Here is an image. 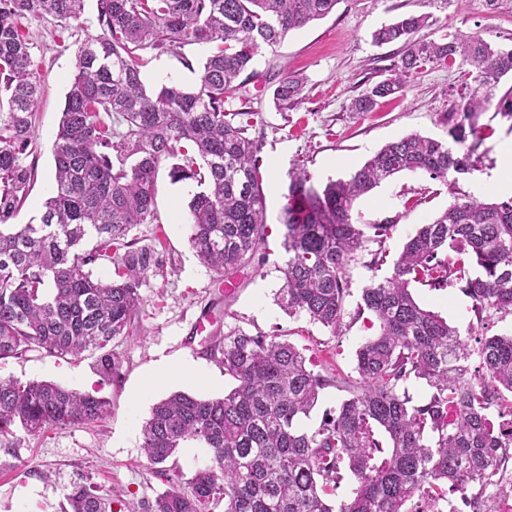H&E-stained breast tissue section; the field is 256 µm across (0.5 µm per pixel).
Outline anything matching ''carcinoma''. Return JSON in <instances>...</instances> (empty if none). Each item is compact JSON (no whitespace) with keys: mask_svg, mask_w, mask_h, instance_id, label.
I'll return each mask as SVG.
<instances>
[{"mask_svg":"<svg viewBox=\"0 0 512 512\" xmlns=\"http://www.w3.org/2000/svg\"><path fill=\"white\" fill-rule=\"evenodd\" d=\"M341 0H97L101 34L76 50V73L65 97L53 145L54 182L39 223L15 224L35 169L26 163L32 116L41 96L31 46L18 19L76 20L84 0H0V83L8 111L0 112V363L30 351L79 357L107 350L128 336L147 276L163 267L162 252L139 244L131 231L157 224L155 178L160 164L191 143V157L171 168L174 181L194 180L201 191L189 204V242L217 281L252 263L266 234V195L259 142L249 138L251 111L228 112L226 94L243 88L240 75L266 47L332 12ZM425 15H403L376 29L378 47L403 42L387 77L355 97L353 112H371L377 99L401 92L428 64L470 66L460 100L448 112V140L410 134L382 146L348 179L315 186L303 168L288 172L282 210L286 254L279 293L283 307L332 331L349 296L348 270L367 248L382 244L395 219L362 229L355 201L405 171H421L446 185L451 201L403 245L390 275L378 277L384 251L372 253L371 283L357 314L370 313L375 334L356 353L353 380L314 372L302 350L275 336H224V371L237 386L218 398L175 392L155 404L142 426L148 463L160 466L167 489L148 512H436L448 491L470 499L472 512H490L468 497L512 458V433L487 414L492 406L512 423V335L487 337L470 348L459 331L423 308L413 282L433 285L455 277L475 312L512 313V196L480 198L458 188L459 176L477 169L484 143L481 115L512 123V90L496 96L512 75V48H497L477 33L440 39L421 31ZM214 46L197 86L173 83L147 92L136 51L148 47L179 54L189 45ZM303 83L284 74L273 91L281 110L302 100ZM125 131L112 130L101 114ZM133 164L126 165L128 159ZM95 245L83 249L87 240ZM457 249L451 266L440 254ZM113 262L112 278L91 267ZM477 269L466 273L465 265ZM478 355L473 377L461 382L457 361ZM429 387L415 403L410 378ZM336 385L349 393L336 414L313 431L300 425L320 391ZM108 402L47 381L0 376L1 468L18 459L21 430L92 425ZM390 442L387 456L374 430ZM208 449V461L182 482L162 468L185 444ZM346 462L356 479L351 495L334 504L327 487ZM61 512H113L121 500L99 493L83 476L63 487Z\"/></svg>","mask_w":512,"mask_h":512,"instance_id":"cac0c4a2","label":"carcinoma"}]
</instances>
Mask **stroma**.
<instances>
[{"instance_id": "1", "label": "stroma", "mask_w": 512, "mask_h": 512, "mask_svg": "<svg viewBox=\"0 0 512 512\" xmlns=\"http://www.w3.org/2000/svg\"><path fill=\"white\" fill-rule=\"evenodd\" d=\"M402 14L430 15L429 32L440 38L451 32L478 33L489 42L512 47V6L495 14L484 11L480 0H341L325 18L288 35L275 48L255 58V75L245 92H233L225 108L237 111L242 96H249L254 113L251 137L260 143L261 172L266 194L267 237L254 262L232 283L215 282L188 242V206L197 192L195 182L173 181L170 162L158 170L155 206L158 223L142 224L132 234L143 243L161 239L164 272L149 277L141 288L143 302L130 336L113 340L120 361V382L112 383L100 372L97 355L57 357L32 351L0 365V374L21 380L59 383L109 400L111 413L97 426L52 429L22 440L20 459L12 469L0 471V512H56L63 485L77 474L91 473L103 491L140 508L154 501L166 483L155 473L141 448V425L152 406L182 391L203 398L220 397L235 387L223 366L206 355L203 340L218 341L224 334L262 333L289 341L310 357L314 371L324 375L355 377L357 349L374 330L367 317L357 316V305L372 273L366 263L370 253L349 268V291L343 323L330 331L302 314L284 311L277 302L283 286L280 269L285 260L280 222L288 186V172L300 164L315 185L347 178L386 142L410 133L437 139L448 137V112L459 100L463 70L427 65L411 78L402 96L382 99L374 111H350L353 97L367 87L376 69L389 66L399 53L396 44L374 46L371 34ZM42 84V96L33 121L36 179L15 221L38 217L53 180V143L65 94L75 70L77 46L100 33L96 0H86L81 17L60 28L36 18L21 20ZM209 44L185 47L183 56L160 49L141 50V78L147 90L175 81L191 87L197 67L210 55ZM304 81L303 100L296 108L279 112L272 93L283 74ZM488 139L478 163V175H495L503 165L499 145L512 139V124L485 112ZM445 186L424 172H404L381 183L354 207L363 222L393 219L384 243L386 262L382 275H390L403 243L419 225L429 222L449 203ZM417 300L459 329L471 343L512 333V313H489L477 319L472 300L455 285L441 288L414 284ZM209 320L203 335L192 323L200 313ZM53 470L55 481L41 479Z\"/></svg>"}]
</instances>
